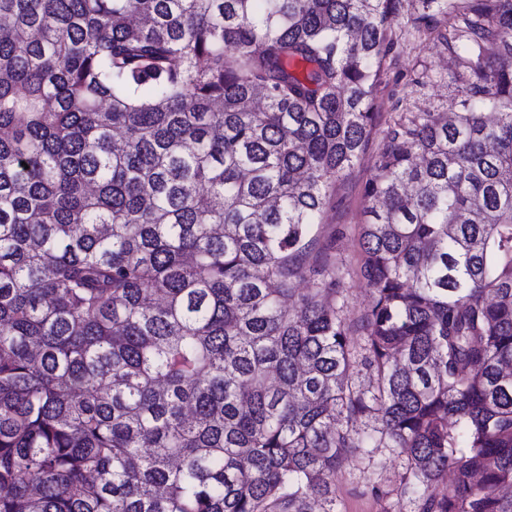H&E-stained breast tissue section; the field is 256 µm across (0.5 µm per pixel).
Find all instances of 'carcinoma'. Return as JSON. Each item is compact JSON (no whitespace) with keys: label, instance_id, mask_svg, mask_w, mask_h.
Returning a JSON list of instances; mask_svg holds the SVG:
<instances>
[{"label":"carcinoma","instance_id":"1","mask_svg":"<svg viewBox=\"0 0 512 512\" xmlns=\"http://www.w3.org/2000/svg\"><path fill=\"white\" fill-rule=\"evenodd\" d=\"M400 2L0 0V512H335L344 448L512 512V0L410 18L465 88L364 187L368 389L311 260Z\"/></svg>","mask_w":512,"mask_h":512}]
</instances>
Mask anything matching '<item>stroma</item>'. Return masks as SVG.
Here are the masks:
<instances>
[{
	"label": "stroma",
	"instance_id": "obj_1",
	"mask_svg": "<svg viewBox=\"0 0 512 512\" xmlns=\"http://www.w3.org/2000/svg\"><path fill=\"white\" fill-rule=\"evenodd\" d=\"M408 10L395 19L392 34L399 48L384 61L374 110L379 121L369 147L352 172L340 183L326 207L319 226V239L332 257L345 269L344 294L350 317L368 307L371 292L360 275L362 253L360 226L365 222L368 201L364 184L372 174L373 163L383 131L401 112H452L461 91L455 81L458 60L436 43L420 38L408 21ZM428 73L426 85H415L420 73ZM408 477L407 460L387 448L373 453L351 449L335 481L336 512H418L413 497L403 494Z\"/></svg>",
	"mask_w": 512,
	"mask_h": 512
}]
</instances>
